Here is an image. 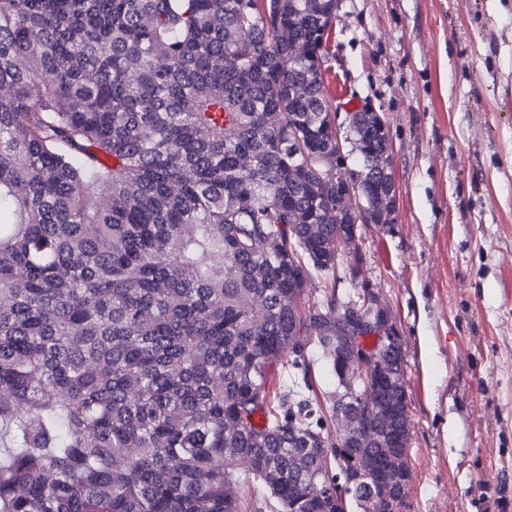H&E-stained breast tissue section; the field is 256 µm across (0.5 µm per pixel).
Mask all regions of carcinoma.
<instances>
[{"label":"carcinoma","mask_w":512,"mask_h":512,"mask_svg":"<svg viewBox=\"0 0 512 512\" xmlns=\"http://www.w3.org/2000/svg\"><path fill=\"white\" fill-rule=\"evenodd\" d=\"M338 5L0 0V512H237L250 486L361 510L357 467L411 471L409 420L341 462L305 453L346 392L336 243L358 252L359 217L336 200L358 185L374 224L396 207L379 117L358 113L355 169L329 131Z\"/></svg>","instance_id":"obj_1"}]
</instances>
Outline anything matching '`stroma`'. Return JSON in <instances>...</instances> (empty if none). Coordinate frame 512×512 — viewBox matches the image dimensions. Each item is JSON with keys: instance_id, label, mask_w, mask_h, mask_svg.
<instances>
[{"instance_id": "stroma-1", "label": "stroma", "mask_w": 512, "mask_h": 512, "mask_svg": "<svg viewBox=\"0 0 512 512\" xmlns=\"http://www.w3.org/2000/svg\"><path fill=\"white\" fill-rule=\"evenodd\" d=\"M321 68L393 143L361 278L403 338L413 512H512V0H340Z\"/></svg>"}]
</instances>
